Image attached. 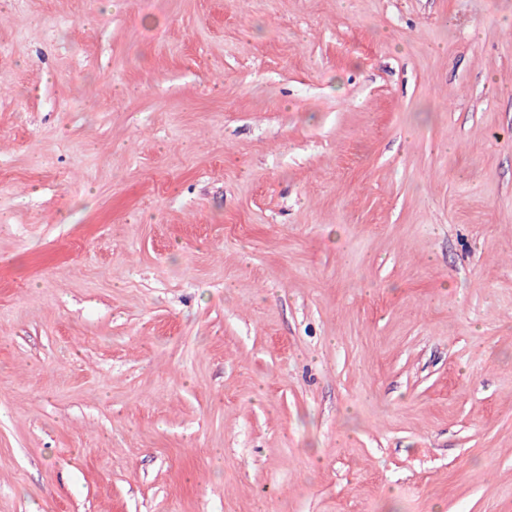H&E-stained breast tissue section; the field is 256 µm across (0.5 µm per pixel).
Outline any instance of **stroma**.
Segmentation results:
<instances>
[{"mask_svg":"<svg viewBox=\"0 0 512 512\" xmlns=\"http://www.w3.org/2000/svg\"><path fill=\"white\" fill-rule=\"evenodd\" d=\"M0 512H512V0H0Z\"/></svg>","mask_w":512,"mask_h":512,"instance_id":"1","label":"stroma"}]
</instances>
